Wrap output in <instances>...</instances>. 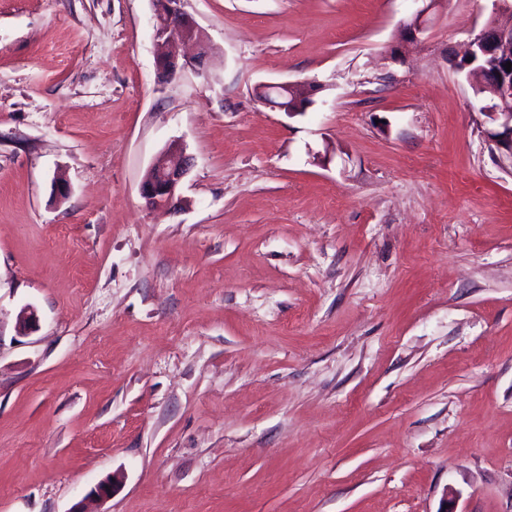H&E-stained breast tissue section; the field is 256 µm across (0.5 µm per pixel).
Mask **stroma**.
Instances as JSON below:
<instances>
[{
    "label": "stroma",
    "instance_id": "35a3bbf8",
    "mask_svg": "<svg viewBox=\"0 0 512 512\" xmlns=\"http://www.w3.org/2000/svg\"><path fill=\"white\" fill-rule=\"evenodd\" d=\"M419 8L185 0L164 80L151 0H0V512H512V159L455 69L495 2L399 46ZM154 6L155 38L167 51L158 62L159 73L163 78H172L179 71L200 65L206 54V46L195 21L183 7V0H152ZM194 43L198 52L195 56L180 55L181 44ZM260 87H261L260 88L261 91L268 90L269 92H271L272 90H275L276 93L282 94L284 96L286 91L295 89L297 87V85L293 82L284 81V82H277V83H264L263 85H260ZM271 94L272 93H270L269 97L264 100L260 99V97L262 96L261 93L257 92L256 96L259 98L260 103H262L263 105L268 106L272 109H278L279 111H283V112H285V110H286V112L290 115L302 113V112H297L302 109L301 105H303L306 101V98H301L304 95V92L301 89H295L293 91L292 95L288 96V105L293 103L294 98L300 100L301 104L299 103V101L296 103L297 111H293L292 109L288 110V106H286V105L280 106V105L273 103L271 101ZM190 170V159L178 143L170 144L152 164L142 182L141 195L151 209H171L179 185Z\"/></svg>",
    "mask_w": 512,
    "mask_h": 512
}]
</instances>
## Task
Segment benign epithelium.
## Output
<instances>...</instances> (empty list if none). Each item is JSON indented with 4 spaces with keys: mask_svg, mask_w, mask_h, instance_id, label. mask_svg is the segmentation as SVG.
<instances>
[{
    "mask_svg": "<svg viewBox=\"0 0 512 512\" xmlns=\"http://www.w3.org/2000/svg\"><path fill=\"white\" fill-rule=\"evenodd\" d=\"M154 6L155 38L167 51L158 62L159 73L164 78H172L179 71L201 63L206 54V46L195 21L183 7V0H152ZM498 4L496 15L491 17L477 34L466 43L463 56L475 57L483 61V66L467 74L473 79V86L490 92L489 104L481 107V112L492 121L505 117L502 131L497 139L507 144L512 154V71H506V63L512 62V23L500 21L498 14L512 15V5L508 0H495ZM436 5L431 0L425 7L403 22L400 34L404 41H416L428 29L429 12ZM185 43H193L198 52L195 56H184L178 48ZM190 170V159L178 143L170 144L152 164L142 182L141 195L151 209H170L177 204L176 193L179 185Z\"/></svg>",
    "mask_w": 512,
    "mask_h": 512,
    "instance_id": "benign-epithelium-1",
    "label": "benign epithelium"
}]
</instances>
